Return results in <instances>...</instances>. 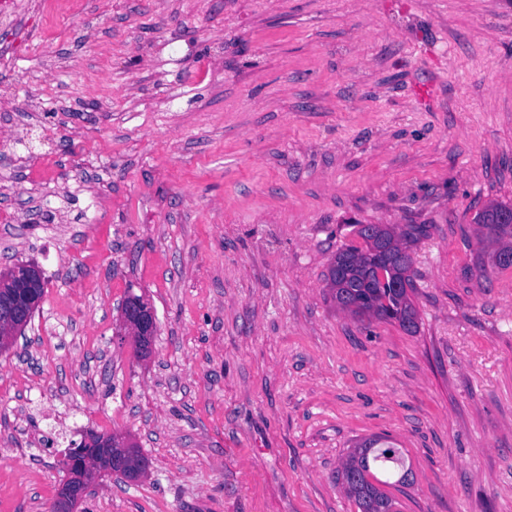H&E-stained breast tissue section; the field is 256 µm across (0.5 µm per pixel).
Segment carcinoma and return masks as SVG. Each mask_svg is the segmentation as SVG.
Returning a JSON list of instances; mask_svg holds the SVG:
<instances>
[{"label": "carcinoma", "mask_w": 512, "mask_h": 512, "mask_svg": "<svg viewBox=\"0 0 512 512\" xmlns=\"http://www.w3.org/2000/svg\"><path fill=\"white\" fill-rule=\"evenodd\" d=\"M508 207L512 208L511 202H491L473 218L479 242L498 270L512 268V225L498 223L500 211ZM353 232L363 245L341 248L329 269L327 287L336 307L355 317L395 323L408 333L417 331L412 293L394 283L405 274L414 279L412 246L426 235V226L357 224ZM398 470L409 474L403 455L396 448L380 445V439L375 438L348 454L337 480L354 498L359 512H398L396 501L381 489L389 484L381 476Z\"/></svg>", "instance_id": "1"}]
</instances>
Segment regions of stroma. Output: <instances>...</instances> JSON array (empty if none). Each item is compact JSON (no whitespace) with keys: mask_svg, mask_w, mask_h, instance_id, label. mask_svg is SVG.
<instances>
[{"mask_svg":"<svg viewBox=\"0 0 512 512\" xmlns=\"http://www.w3.org/2000/svg\"><path fill=\"white\" fill-rule=\"evenodd\" d=\"M32 3L0 48L40 103L0 142V270L46 285L0 352V512H50L89 432L148 473L76 512H358L336 472L369 437L412 471L399 512H512V269L472 222L512 202V0ZM355 224L428 225L417 332L331 301ZM122 320L129 328L132 335L149 347L157 332V320L155 312L144 300L141 303H133L122 308Z\"/></svg>","mask_w":512,"mask_h":512,"instance_id":"stroma-1","label":"stroma"}]
</instances>
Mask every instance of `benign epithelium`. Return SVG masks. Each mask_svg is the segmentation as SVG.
I'll return each mask as SVG.
<instances>
[{"mask_svg": "<svg viewBox=\"0 0 512 512\" xmlns=\"http://www.w3.org/2000/svg\"><path fill=\"white\" fill-rule=\"evenodd\" d=\"M42 270L34 264H22L0 277V341L23 325L43 303ZM122 320L132 335L148 345L157 332L155 312L146 302L133 303L122 312ZM144 467L134 462L124 448L112 447V440L89 436L81 446L71 449L66 458L65 478L60 484L53 512H74L99 481L109 475L141 477Z\"/></svg>", "mask_w": 512, "mask_h": 512, "instance_id": "benign-epithelium-1", "label": "benign epithelium"}]
</instances>
